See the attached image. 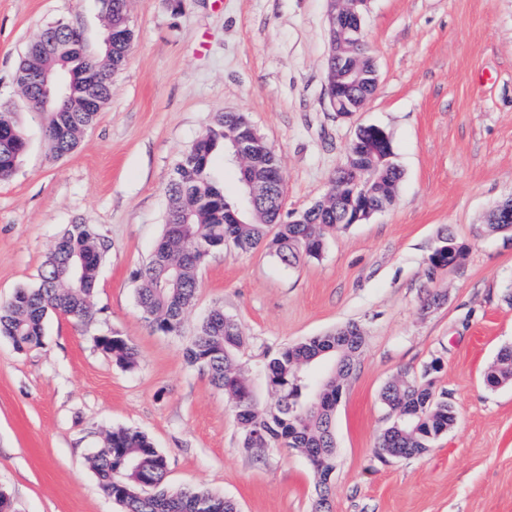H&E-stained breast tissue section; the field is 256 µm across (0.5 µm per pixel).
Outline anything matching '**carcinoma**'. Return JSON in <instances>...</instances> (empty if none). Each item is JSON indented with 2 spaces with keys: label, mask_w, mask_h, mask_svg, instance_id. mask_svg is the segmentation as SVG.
Wrapping results in <instances>:
<instances>
[{
  "label": "carcinoma",
  "mask_w": 512,
  "mask_h": 512,
  "mask_svg": "<svg viewBox=\"0 0 512 512\" xmlns=\"http://www.w3.org/2000/svg\"><path fill=\"white\" fill-rule=\"evenodd\" d=\"M104 29L128 11V0H103ZM80 36L70 23L58 21L25 47L15 71L40 66L59 67L50 55L51 45ZM132 42L108 46L86 55V61L70 64L74 85L68 101L48 103L45 136L52 153L64 156L76 149L81 129L96 120L94 112H63L62 104L79 107L95 96L101 105L112 97V88L96 82L107 69L122 70ZM240 114L226 112L210 124L183 153L167 186L169 208L162 238L143 266L137 270L136 300L151 328L164 335H177L184 316L199 289L198 270L213 252L231 244L241 251L259 246L282 265L293 268L317 260L327 235L336 230L339 218L322 212L309 213L308 223L289 224L279 208L260 202L256 213L242 224L228 223L227 212L241 207L243 199L225 194L210 161L229 146L238 128ZM27 148L13 112L0 106V180L10 177ZM376 145L363 143L360 161L369 174L386 183L401 180L397 164L375 168ZM271 157L263 152L247 167L251 179L267 176ZM111 249L110 241L93 224H72L59 239L39 274L35 287L17 289L0 301V336L11 340L19 351L42 345L44 321L50 313H61L75 322L91 311L100 266ZM96 347L127 370L138 364V349L127 338L114 334L95 338ZM246 340L236 321L213 309L201 322L184 356L188 365L205 372L210 383L224 391L234 405L242 425L241 447L247 451L283 447L299 450L308 460L320 492L314 512H325L332 474L324 467L336 458V396L343 393L362 352L364 336L349 323L323 336H313L280 348L251 368L260 372L276 399L261 404L240 362ZM492 387L512 382V346L500 349L486 373ZM321 394L312 402L310 391ZM382 400L392 423L379 436L376 454L391 452L398 458L420 456L457 423L448 397L436 394L433 381H419L405 374L387 384ZM102 490L122 507V512H238L237 505L207 490L166 486V457L145 434L126 428L107 433L102 448L92 458Z\"/></svg>",
  "instance_id": "cac0c4a2"
}]
</instances>
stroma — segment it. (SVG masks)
<instances>
[{"mask_svg":"<svg viewBox=\"0 0 512 512\" xmlns=\"http://www.w3.org/2000/svg\"><path fill=\"white\" fill-rule=\"evenodd\" d=\"M327 10V0H131L134 41L112 97L78 148L56 158L47 116L17 94L14 69L60 20L78 21L96 51L102 4L0 0V102L28 142L0 180V300L37 285L69 224L96 225L112 243L89 320L49 314L42 346L23 352L0 336V490L14 512H120L91 463L120 427L166 456L169 487L207 489L241 512H312L307 460L241 449L223 391L184 360L217 307L245 336V362L360 326L365 343L336 408L328 512H512V384L484 378L512 345V234L487 226L512 196V0H370L379 85L351 121L326 100ZM225 112L244 113L278 154L283 214L323 199L359 124L387 131L402 179L392 207L336 230L320 260L289 269L262 248L211 254L180 335H164L136 302L134 273L162 237L175 163ZM447 231L463 257L431 269ZM431 293L441 300L430 307ZM112 334L137 346L135 370L96 347ZM435 361L456 427L424 455L376 456L391 422L383 388Z\"/></svg>","mask_w":512,"mask_h":512,"instance_id":"1","label":"stroma"}]
</instances>
